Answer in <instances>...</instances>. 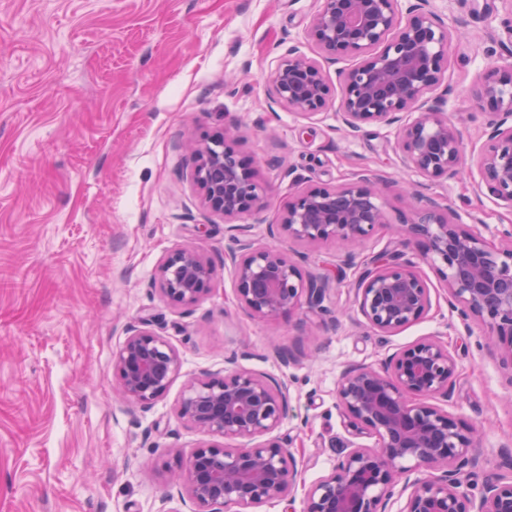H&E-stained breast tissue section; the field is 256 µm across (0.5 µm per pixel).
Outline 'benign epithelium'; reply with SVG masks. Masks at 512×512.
<instances>
[{
  "label": "benign epithelium",
  "mask_w": 512,
  "mask_h": 512,
  "mask_svg": "<svg viewBox=\"0 0 512 512\" xmlns=\"http://www.w3.org/2000/svg\"><path fill=\"white\" fill-rule=\"evenodd\" d=\"M310 37L328 56L357 58L347 71L336 116L351 132L372 122H402L398 144L406 162L424 177H453L464 165L463 142L448 122L445 99L433 95L443 83L453 34L414 0H322ZM493 67L475 93V105L490 102L499 119L489 124L480 166L489 195L512 205V77ZM273 100L304 116L321 113L333 95L319 62L290 47L272 72ZM234 128L191 147L192 178L211 212L234 220L261 211L267 200L257 167L230 145ZM364 175L337 188H305L285 204L280 226L301 243L356 242L387 223L377 188ZM435 202L401 225L399 245L420 248L425 260L446 267L448 304L466 322L478 317L504 364L512 370V246L495 248L448 220ZM227 255L239 303L252 315L276 318L302 304L320 306L326 275L303 278L281 251L259 245L251 225L232 224ZM403 252L384 251L364 264L355 283V303L367 322L394 333L432 305L430 288ZM214 265L195 247L168 253L159 267L160 293L176 305H194L209 292ZM115 393L142 410L168 391L181 368L170 342L132 326L115 355ZM455 356L442 343L420 340L375 368L355 365L341 375L336 397L352 435H373L377 446L351 443L328 474L304 488L303 512H386L395 489L410 490L405 512H512V481L494 475L479 497L467 481L480 468L472 453L476 430L459 426L435 400H448L457 377ZM288 409V387L267 376L226 368L190 383L178 406L189 426L239 444L202 442L172 472L195 512H241L294 491L299 471L290 448L272 436Z\"/></svg>",
  "instance_id": "1"
}]
</instances>
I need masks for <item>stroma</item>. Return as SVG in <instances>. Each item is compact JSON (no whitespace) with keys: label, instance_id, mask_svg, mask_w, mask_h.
Segmentation results:
<instances>
[{"label":"stroma","instance_id":"obj_1","mask_svg":"<svg viewBox=\"0 0 512 512\" xmlns=\"http://www.w3.org/2000/svg\"><path fill=\"white\" fill-rule=\"evenodd\" d=\"M319 0H0V512H194L171 470L204 433L177 409L187 384L237 368L290 387L277 431L302 484L292 500L248 512H302L303 486L327 474L350 436L336 385L354 364L375 367L417 340L455 354L446 409L480 428L481 471L512 452V372L485 345L478 320L448 306L444 266L419 262L432 306L384 335L354 302L359 263L397 249L394 225L415 195L451 206L454 223L501 243L512 206L481 191L479 166L491 105L475 106L487 70L501 65V20L512 0H429L457 31L439 88L461 132L465 173H413L397 125L344 131L335 108L307 119L271 102L270 75L294 46L318 58L340 92L350 57H322L308 36ZM238 124L234 146L255 160L270 206L244 216L254 238L284 250L303 275L331 270L324 313L300 308L264 319L243 309L223 217L202 203L187 143ZM384 175L389 227L363 246L269 236L291 193ZM196 247L216 266L210 293L175 305L154 281L163 257ZM353 265H346V258ZM151 328L181 369L152 408L113 394L115 354L130 326ZM291 353L282 363L277 351Z\"/></svg>","mask_w":512,"mask_h":512}]
</instances>
